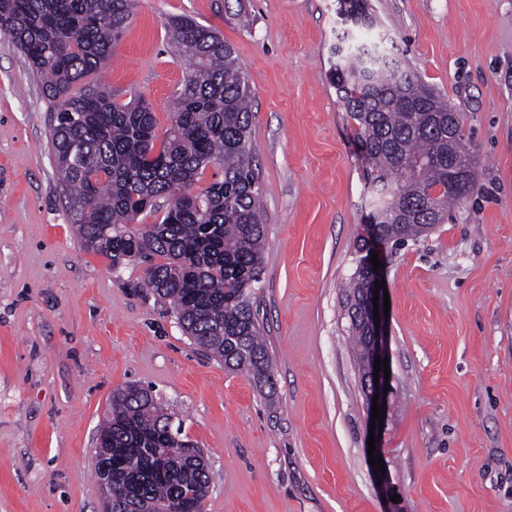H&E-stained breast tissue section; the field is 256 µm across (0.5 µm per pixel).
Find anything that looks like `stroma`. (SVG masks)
I'll return each instance as SVG.
<instances>
[{
	"instance_id": "1",
	"label": "stroma",
	"mask_w": 512,
	"mask_h": 512,
	"mask_svg": "<svg viewBox=\"0 0 512 512\" xmlns=\"http://www.w3.org/2000/svg\"><path fill=\"white\" fill-rule=\"evenodd\" d=\"M376 30L448 98L481 189L385 249L390 383L370 435L346 293L368 225L355 127L332 86L337 0H137L96 76L167 128L185 69L167 22L218 29L251 89L266 219L255 297L266 401L68 221L41 82L0 31V512H104L112 393L152 388L204 452L205 512H512V0H370ZM386 472L375 475L368 445Z\"/></svg>"
}]
</instances>
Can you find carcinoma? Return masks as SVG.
Instances as JSON below:
<instances>
[{
  "label": "carcinoma",
  "mask_w": 512,
  "mask_h": 512,
  "mask_svg": "<svg viewBox=\"0 0 512 512\" xmlns=\"http://www.w3.org/2000/svg\"><path fill=\"white\" fill-rule=\"evenodd\" d=\"M135 0H0L8 32L42 81L57 182L75 235L117 268L148 260L144 287L170 307L193 343L273 396L255 284L266 246L262 190L250 139L253 112L242 62L214 28L187 15L168 22L185 69L170 124L152 105L122 102L94 81L130 25ZM351 27L337 37L333 86L367 164L370 223L394 248L417 241L480 190L459 114L385 44L367 0H339ZM221 178L205 187L204 171ZM465 169L461 194L448 174ZM156 224H139L144 214ZM161 256L164 261L152 262ZM152 391L112 394L96 459H112V512H158L177 502L203 512L208 466L200 448L167 430Z\"/></svg>",
  "instance_id": "obj_1"
}]
</instances>
